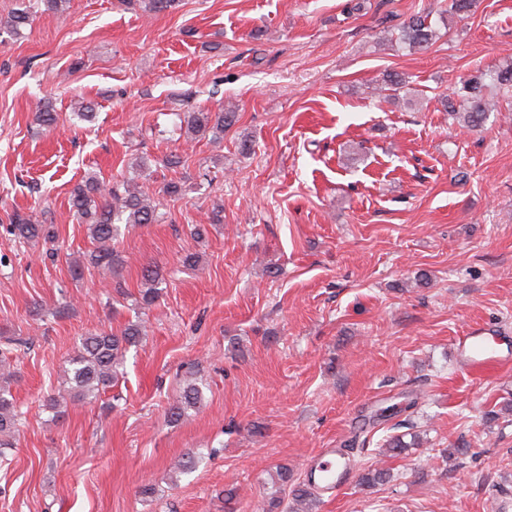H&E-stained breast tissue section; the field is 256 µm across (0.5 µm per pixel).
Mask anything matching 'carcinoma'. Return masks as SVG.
Masks as SVG:
<instances>
[{"label":"carcinoma","instance_id":"1","mask_svg":"<svg viewBox=\"0 0 512 512\" xmlns=\"http://www.w3.org/2000/svg\"><path fill=\"white\" fill-rule=\"evenodd\" d=\"M69 0H16L15 7L0 21V35L11 36L31 25L39 5L45 9L59 11ZM177 0H138L143 11L157 14L175 8ZM436 37L434 25L428 17L418 16L404 24L398 34V41L412 50L427 48ZM494 106L485 94L483 76L465 81L456 92V97L445 101L448 112L464 113V121L471 127L479 126L487 112ZM235 120V112H190L187 115V130L192 133H210L213 138L224 137V129ZM70 206L82 223L86 224L88 236L96 244L94 250L85 256L91 267L110 274L123 267L125 260L112 249V239L118 232V225L153 224L159 220L157 204L130 177L122 184L107 186L97 176L90 175L77 186L70 198ZM6 231L19 244L42 241L53 243L56 232L51 224L39 221L36 212L15 214ZM144 290L140 293L139 304L146 308L155 303L159 296L162 278L158 271L144 268ZM143 335L139 322L131 323L119 334L96 331L80 339L77 355L62 369V383L75 392L80 400H85L112 383L118 366L123 362L126 347L138 343ZM14 376L8 352L0 350V457H5V449L12 446L10 434L18 431L20 412L14 402L10 380ZM201 402V391L193 383L183 389L179 399L168 410L172 421L186 416L190 408Z\"/></svg>","mask_w":512,"mask_h":512}]
</instances>
